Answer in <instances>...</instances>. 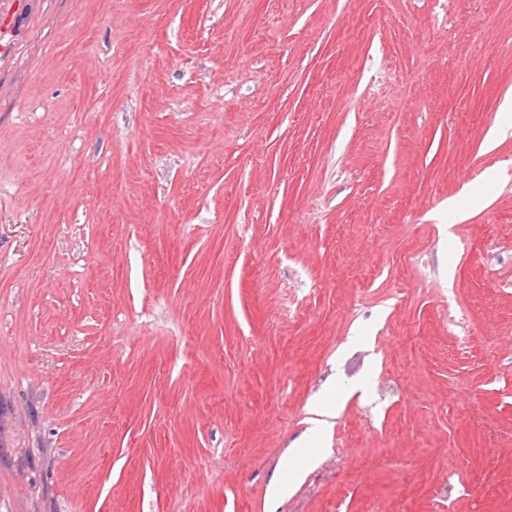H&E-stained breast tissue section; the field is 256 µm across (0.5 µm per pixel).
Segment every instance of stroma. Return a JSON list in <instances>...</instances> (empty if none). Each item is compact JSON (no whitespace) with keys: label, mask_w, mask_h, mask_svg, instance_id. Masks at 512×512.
Returning <instances> with one entry per match:
<instances>
[{"label":"stroma","mask_w":512,"mask_h":512,"mask_svg":"<svg viewBox=\"0 0 512 512\" xmlns=\"http://www.w3.org/2000/svg\"><path fill=\"white\" fill-rule=\"evenodd\" d=\"M0 10V512H512V0ZM321 439L322 429L319 426L311 429L302 440L299 451L288 459V485H290V482L297 479L303 470L313 461V458L301 448H310L311 445H315Z\"/></svg>","instance_id":"obj_1"}]
</instances>
